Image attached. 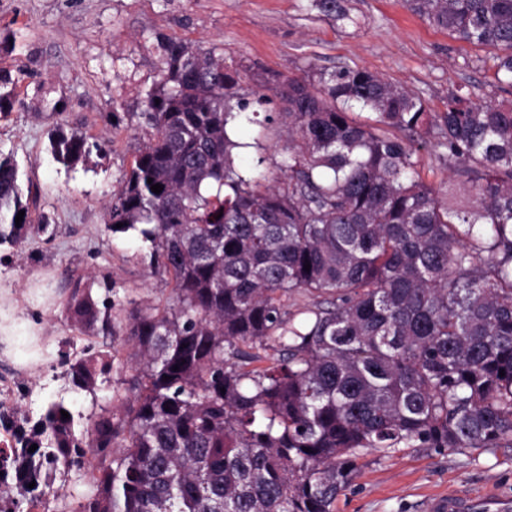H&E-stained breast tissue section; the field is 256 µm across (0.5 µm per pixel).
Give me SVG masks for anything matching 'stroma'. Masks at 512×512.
Instances as JSON below:
<instances>
[{
  "instance_id": "1",
  "label": "stroma",
  "mask_w": 512,
  "mask_h": 512,
  "mask_svg": "<svg viewBox=\"0 0 512 512\" xmlns=\"http://www.w3.org/2000/svg\"><path fill=\"white\" fill-rule=\"evenodd\" d=\"M346 15L323 16L311 0H0V74L13 107L0 119V152L12 153L33 184V219L48 233L0 245V383L8 415L38 419L46 401H64L89 419L116 405L124 377L94 391L70 384L68 359L88 344H113L130 359L124 333L86 337L65 312L72 280H111L115 309L172 304L171 277L152 272L134 234L105 228L106 208L122 186L145 128L147 93L161 80L167 43L202 45L236 68L249 93L269 95L263 77L285 79L341 66L376 73L422 97L430 111L465 87L479 102L512 100L494 81L492 50L455 39L412 14L404 0H344ZM86 136L94 148L75 167L57 164L55 130ZM237 166L265 156L273 178L288 127L239 119ZM106 142V150L95 145ZM335 512H430L443 494L512 498V447L440 452L404 448L381 460L368 453Z\"/></svg>"
}]
</instances>
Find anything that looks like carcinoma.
Wrapping results in <instances>:
<instances>
[{
    "instance_id": "cac0c4a2",
    "label": "carcinoma",
    "mask_w": 512,
    "mask_h": 512,
    "mask_svg": "<svg viewBox=\"0 0 512 512\" xmlns=\"http://www.w3.org/2000/svg\"><path fill=\"white\" fill-rule=\"evenodd\" d=\"M312 3L345 16L342 0ZM405 3L496 50L495 80L512 87V0ZM274 91L285 112L264 121L288 117L290 141L267 184L265 157L248 170L231 158L241 147L231 126L250 106L239 72L211 49L167 46L106 228L140 234L175 302L119 321L111 300L73 281L75 328L126 329L128 396L86 424L57 401L34 422L9 421L0 483L14 481L20 498L0 512L59 495L61 467L93 488L75 512H335L367 453L512 447V102L459 88L433 114L349 66L276 79ZM353 105L373 122L355 120ZM430 136L451 172L444 191L415 159ZM50 142L66 167L89 151L74 133ZM31 194L0 153V243L28 237ZM295 293L320 301L290 316L282 298ZM271 342L279 357L245 369L260 356L242 346ZM114 360L87 347L69 363L73 385L91 388Z\"/></svg>"
}]
</instances>
